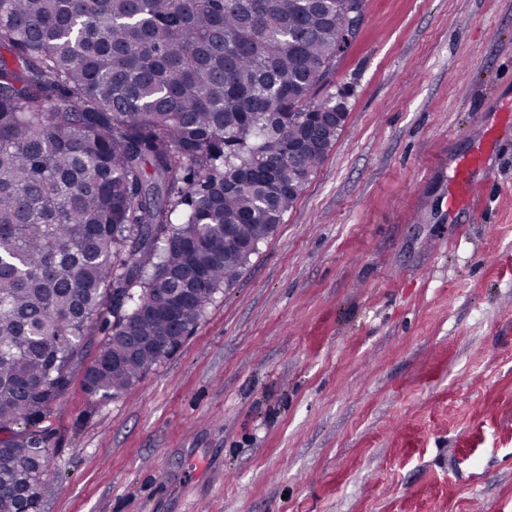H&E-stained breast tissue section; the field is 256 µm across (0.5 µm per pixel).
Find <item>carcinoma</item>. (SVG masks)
Returning <instances> with one entry per match:
<instances>
[{
  "label": "carcinoma",
  "instance_id": "cac0c4a2",
  "mask_svg": "<svg viewBox=\"0 0 512 512\" xmlns=\"http://www.w3.org/2000/svg\"><path fill=\"white\" fill-rule=\"evenodd\" d=\"M346 0H0V512H35L39 420L128 388L271 237L333 144L305 112Z\"/></svg>",
  "mask_w": 512,
  "mask_h": 512
}]
</instances>
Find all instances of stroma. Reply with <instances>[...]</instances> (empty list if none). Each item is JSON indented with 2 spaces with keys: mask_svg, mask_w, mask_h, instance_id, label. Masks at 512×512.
<instances>
[{
  "mask_svg": "<svg viewBox=\"0 0 512 512\" xmlns=\"http://www.w3.org/2000/svg\"><path fill=\"white\" fill-rule=\"evenodd\" d=\"M318 95L335 144L193 333L44 419L36 512H512V0H365ZM483 163V157L476 155L458 169L454 188L449 199L451 207L470 206L477 201L478 194L473 190L474 184L471 181V173L474 169L481 167Z\"/></svg>",
  "mask_w": 512,
  "mask_h": 512,
  "instance_id": "35a3bbf8",
  "label": "stroma"
}]
</instances>
